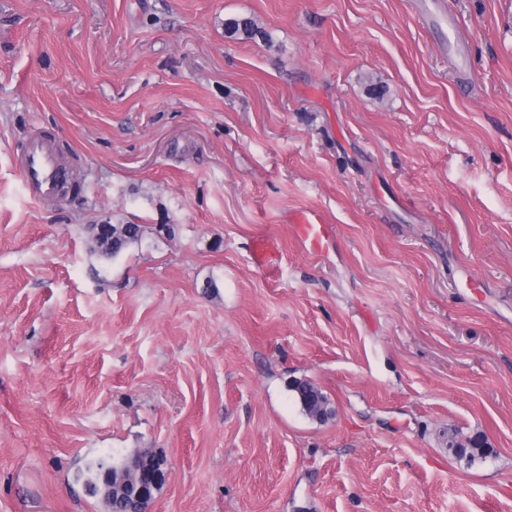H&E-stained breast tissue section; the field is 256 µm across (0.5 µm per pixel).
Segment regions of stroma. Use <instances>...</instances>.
<instances>
[{"mask_svg":"<svg viewBox=\"0 0 512 512\" xmlns=\"http://www.w3.org/2000/svg\"><path fill=\"white\" fill-rule=\"evenodd\" d=\"M413 2L0 0V512H106L89 465L141 448L151 512H512V0H442L466 74ZM37 128L66 201L12 166ZM76 155L55 134L33 131L21 151L13 153L12 165L24 191L35 203L59 201L82 186ZM288 222L292 224L296 236L305 245L308 244L312 252L317 253L328 237V224L315 212L290 214ZM105 225L112 226V246L95 239L97 251L113 260L117 259L129 245L141 242L146 229L142 224ZM291 391L300 404L302 411L314 420L325 421L332 414L329 399L313 382L307 379L296 380ZM448 448H459L458 453L452 455L469 458L471 462L485 460L492 453V448H489L479 437L470 438L465 444L453 433L448 435ZM149 477L145 489L140 493L139 500L146 505L143 512H150L154 503L153 491L165 483L168 475V460L167 457H162L154 462V466L148 469Z\"/></svg>","mask_w":512,"mask_h":512,"instance_id":"35a3bbf8","label":"stroma"}]
</instances>
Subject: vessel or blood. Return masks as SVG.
Wrapping results in <instances>:
<instances>
[{
  "instance_id": "obj_1",
  "label": "vessel or blood",
  "mask_w": 512,
  "mask_h": 512,
  "mask_svg": "<svg viewBox=\"0 0 512 512\" xmlns=\"http://www.w3.org/2000/svg\"><path fill=\"white\" fill-rule=\"evenodd\" d=\"M12 165L20 175L26 195L36 203L62 200L82 184L74 152L52 133L31 132L24 148L14 153ZM288 221L311 251L322 247L328 226L319 214L294 213Z\"/></svg>"
}]
</instances>
